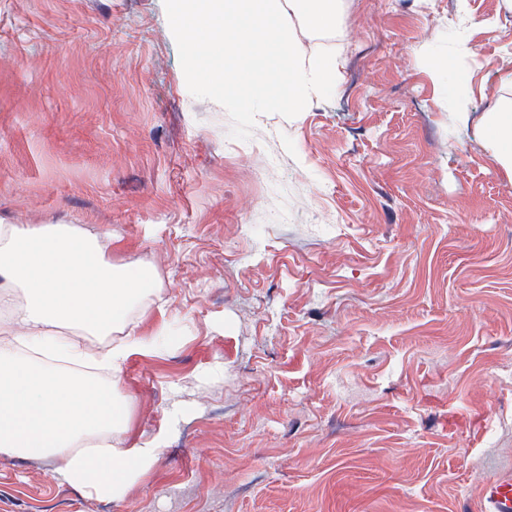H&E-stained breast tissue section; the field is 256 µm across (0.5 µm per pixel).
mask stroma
<instances>
[{"instance_id":"35a3bbf8","label":"stroma","mask_w":512,"mask_h":512,"mask_svg":"<svg viewBox=\"0 0 512 512\" xmlns=\"http://www.w3.org/2000/svg\"><path fill=\"white\" fill-rule=\"evenodd\" d=\"M287 21L333 94L241 141L163 0H0V219L151 262L174 332L123 373L132 437L165 438L149 476L97 501L0 456V512H463L512 470V170L486 135L512 0Z\"/></svg>"}]
</instances>
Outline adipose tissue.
<instances>
[{"label":"adipose tissue","mask_w":512,"mask_h":512,"mask_svg":"<svg viewBox=\"0 0 512 512\" xmlns=\"http://www.w3.org/2000/svg\"><path fill=\"white\" fill-rule=\"evenodd\" d=\"M159 291L151 266L113 261L76 226L0 223V455L58 460L56 475L96 499L148 475L164 440H129L122 372L167 347ZM153 312L157 326L136 331Z\"/></svg>","instance_id":"ef3b65f1"}]
</instances>
